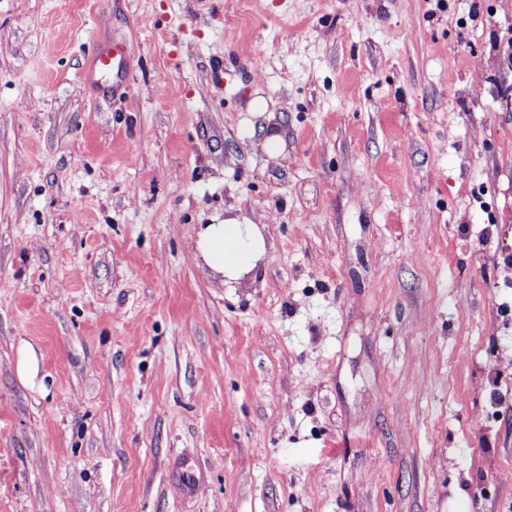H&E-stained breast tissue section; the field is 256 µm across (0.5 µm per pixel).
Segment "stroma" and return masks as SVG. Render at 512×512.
Returning <instances> with one entry per match:
<instances>
[{"label":"stroma","instance_id":"35a3bbf8","mask_svg":"<svg viewBox=\"0 0 512 512\" xmlns=\"http://www.w3.org/2000/svg\"><path fill=\"white\" fill-rule=\"evenodd\" d=\"M511 39L512 0H0V512H512ZM238 216L231 280L193 248ZM117 59L124 64L125 68L130 67L132 55L126 45L114 43L112 47L96 51L92 59L91 69L98 72L108 70L112 68L114 61ZM196 251L213 271L236 278L256 266L264 243L255 224L226 220L200 228Z\"/></svg>","mask_w":512,"mask_h":512}]
</instances>
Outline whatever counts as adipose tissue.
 Here are the masks:
<instances>
[{
  "instance_id": "obj_1",
  "label": "adipose tissue",
  "mask_w": 512,
  "mask_h": 512,
  "mask_svg": "<svg viewBox=\"0 0 512 512\" xmlns=\"http://www.w3.org/2000/svg\"><path fill=\"white\" fill-rule=\"evenodd\" d=\"M196 251L213 271L234 278L255 267L264 243L256 225L227 220L202 226Z\"/></svg>"
}]
</instances>
